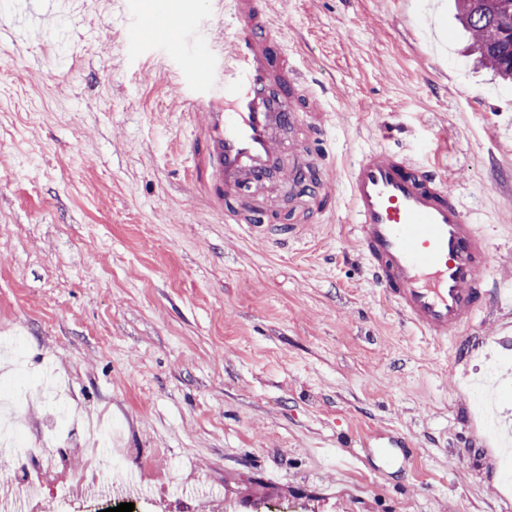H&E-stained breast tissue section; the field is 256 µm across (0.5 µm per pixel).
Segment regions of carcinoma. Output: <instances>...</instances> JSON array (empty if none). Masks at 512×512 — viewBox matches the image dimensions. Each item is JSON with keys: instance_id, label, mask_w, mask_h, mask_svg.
<instances>
[{"instance_id": "cac0c4a2", "label": "carcinoma", "mask_w": 512, "mask_h": 512, "mask_svg": "<svg viewBox=\"0 0 512 512\" xmlns=\"http://www.w3.org/2000/svg\"><path fill=\"white\" fill-rule=\"evenodd\" d=\"M468 34V56L500 80L512 81V0H454Z\"/></svg>"}]
</instances>
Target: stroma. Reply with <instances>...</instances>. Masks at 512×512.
Wrapping results in <instances>:
<instances>
[{
    "instance_id": "obj_1",
    "label": "stroma",
    "mask_w": 512,
    "mask_h": 512,
    "mask_svg": "<svg viewBox=\"0 0 512 512\" xmlns=\"http://www.w3.org/2000/svg\"><path fill=\"white\" fill-rule=\"evenodd\" d=\"M217 0H0V385L55 369L57 394L148 460L133 512H512V302L435 345L372 286L345 213L269 248L184 182L194 93L172 50L132 38L134 12ZM285 51L326 112L311 165L387 145L446 167L512 289V84L473 68L452 0H270ZM184 84V97L173 88ZM50 452L71 448L32 402ZM404 435L409 459L364 437Z\"/></svg>"
}]
</instances>
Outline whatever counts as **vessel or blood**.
<instances>
[{
	"label": "vessel or blood",
	"mask_w": 512,
	"mask_h": 512,
	"mask_svg": "<svg viewBox=\"0 0 512 512\" xmlns=\"http://www.w3.org/2000/svg\"><path fill=\"white\" fill-rule=\"evenodd\" d=\"M194 19L188 7L173 23L178 61L204 89L189 104L194 140L186 180L225 223L240 225L250 238L298 241L302 226L261 224L233 204L243 183H279L283 130L315 137L326 131L324 112L310 104V86L277 53L288 27L270 17L266 0H231L217 21L220 49L203 54L187 48L183 36ZM317 182L309 194L311 216L346 208L373 286L417 333L446 343L495 298L487 237L434 166L376 146L359 151L340 174L321 164Z\"/></svg>",
	"instance_id": "obj_1"
}]
</instances>
